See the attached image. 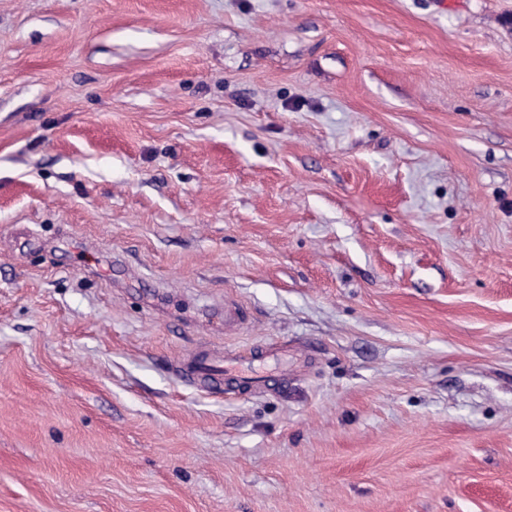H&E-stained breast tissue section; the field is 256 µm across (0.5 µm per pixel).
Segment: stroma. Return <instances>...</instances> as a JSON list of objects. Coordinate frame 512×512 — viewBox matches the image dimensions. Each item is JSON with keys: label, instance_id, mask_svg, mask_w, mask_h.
<instances>
[{"label": "stroma", "instance_id": "stroma-1", "mask_svg": "<svg viewBox=\"0 0 512 512\" xmlns=\"http://www.w3.org/2000/svg\"><path fill=\"white\" fill-rule=\"evenodd\" d=\"M0 512H512V0H0ZM233 361V357H224L220 349L201 348L183 362L181 377L188 383L199 385L214 380L222 381L228 372V365Z\"/></svg>", "mask_w": 512, "mask_h": 512}]
</instances>
